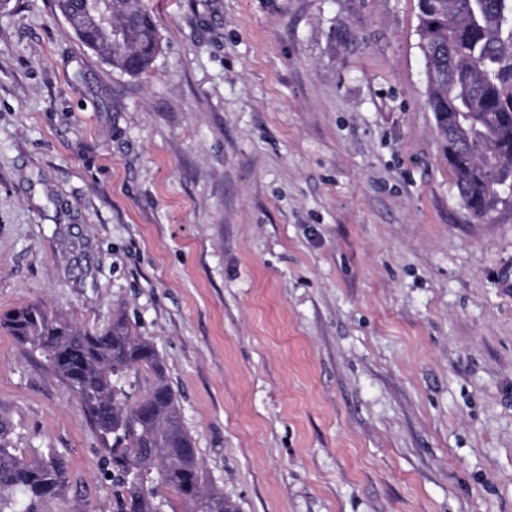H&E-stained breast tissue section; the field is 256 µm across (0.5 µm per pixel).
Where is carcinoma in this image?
Listing matches in <instances>:
<instances>
[{
    "label": "carcinoma",
    "instance_id": "carcinoma-1",
    "mask_svg": "<svg viewBox=\"0 0 512 512\" xmlns=\"http://www.w3.org/2000/svg\"><path fill=\"white\" fill-rule=\"evenodd\" d=\"M78 40L101 60L132 76L146 73L160 52L143 0H56ZM468 19L448 0H418L425 55L427 106L436 130L462 131L443 141L463 207L487 221L512 182V0H483ZM24 347L40 353L64 380L106 452L117 489L116 512H236L206 481L181 406L154 342L118 317L103 329H81L38 304L0 317ZM148 387L138 385L140 375ZM13 424L0 415V512H41L65 496L68 466L60 454L26 455L13 447Z\"/></svg>",
    "mask_w": 512,
    "mask_h": 512
}]
</instances>
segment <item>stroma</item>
<instances>
[{
	"label": "stroma",
	"instance_id": "obj_1",
	"mask_svg": "<svg viewBox=\"0 0 512 512\" xmlns=\"http://www.w3.org/2000/svg\"><path fill=\"white\" fill-rule=\"evenodd\" d=\"M131 76L0 6V315L155 342L237 512H512V202L461 205L417 0H144ZM42 512H114L70 388L0 327Z\"/></svg>",
	"mask_w": 512,
	"mask_h": 512
}]
</instances>
